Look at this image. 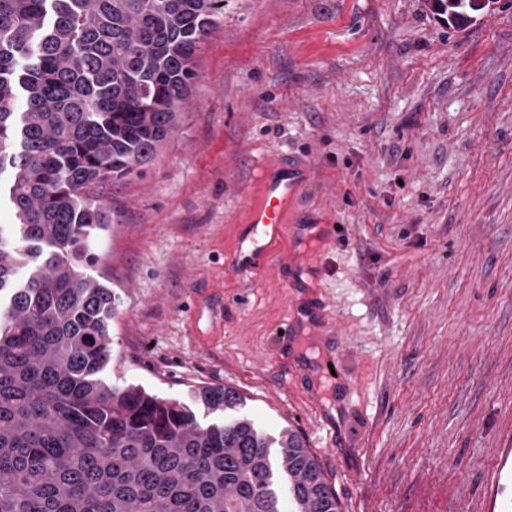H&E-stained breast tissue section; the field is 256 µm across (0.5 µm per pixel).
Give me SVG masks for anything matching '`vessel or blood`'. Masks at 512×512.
<instances>
[{"instance_id": "vessel-or-blood-1", "label": "vessel or blood", "mask_w": 512, "mask_h": 512, "mask_svg": "<svg viewBox=\"0 0 512 512\" xmlns=\"http://www.w3.org/2000/svg\"><path fill=\"white\" fill-rule=\"evenodd\" d=\"M308 178V168L298 162L282 163L260 173L258 198L248 209L240 237L237 262L243 274L258 273L263 261L271 256Z\"/></svg>"}]
</instances>
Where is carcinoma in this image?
<instances>
[{
  "label": "carcinoma",
  "instance_id": "1",
  "mask_svg": "<svg viewBox=\"0 0 512 512\" xmlns=\"http://www.w3.org/2000/svg\"><path fill=\"white\" fill-rule=\"evenodd\" d=\"M451 26L491 0H430ZM224 0H0V512H342L302 435L101 376L119 297L85 273L112 224L96 188L177 131ZM24 110L16 111L18 99ZM222 419L202 423L194 406ZM277 449V455L271 449Z\"/></svg>",
  "mask_w": 512,
  "mask_h": 512
}]
</instances>
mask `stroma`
I'll return each instance as SVG.
<instances>
[{"label": "stroma", "instance_id": "1", "mask_svg": "<svg viewBox=\"0 0 512 512\" xmlns=\"http://www.w3.org/2000/svg\"><path fill=\"white\" fill-rule=\"evenodd\" d=\"M195 70L156 159L100 191L108 377L235 388L344 512H512V0L463 27L427 0H226ZM291 159L312 177L246 277L256 176Z\"/></svg>", "mask_w": 512, "mask_h": 512}]
</instances>
